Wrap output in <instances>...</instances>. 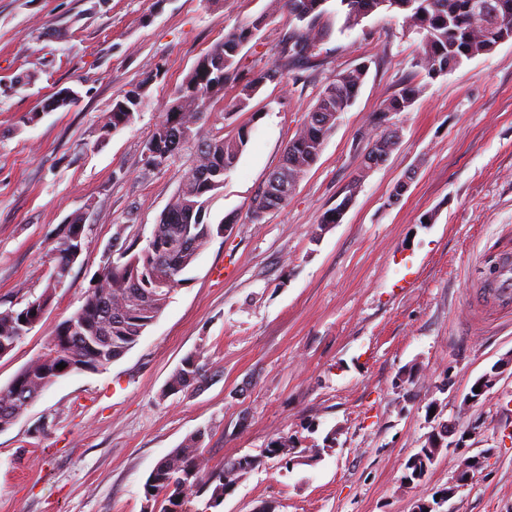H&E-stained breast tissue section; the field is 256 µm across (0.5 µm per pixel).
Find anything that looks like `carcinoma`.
Wrapping results in <instances>:
<instances>
[{"instance_id":"carcinoma-1","label":"carcinoma","mask_w":512,"mask_h":512,"mask_svg":"<svg viewBox=\"0 0 512 512\" xmlns=\"http://www.w3.org/2000/svg\"><path fill=\"white\" fill-rule=\"evenodd\" d=\"M329 0H270L268 9L288 11L302 22L285 40L281 56L309 59L329 35L321 19ZM500 20L475 11L470 0H336V14L343 27L352 29L376 12L394 11L404 16L409 29L423 35L422 50L415 66L430 78L448 73L463 59L493 50L499 40H512V0H498ZM265 21L261 15L244 27L224 34L188 73L177 88L166 112L150 139L165 165L185 159L179 169V185L160 215L149 238L151 246L138 248L136 241L124 242L118 256L107 258L81 307L53 331L45 351L26 365L5 387H0V429L12 424L58 378L96 370L113 362L135 346L161 314L172 293L184 285L187 272L214 234L231 217L218 225L204 221L211 193L224 185V176L234 170L249 141L250 129L238 128L232 138L208 123L203 107L224 99V88H237L231 108H246L268 82L283 83L286 69L273 62L257 71L239 72L237 57ZM366 70L357 67L336 74L321 90L308 120L289 139L283 159L272 176L306 174L317 161L328 134L336 126V114L347 110L356 99ZM416 89L407 86L390 98L375 119L370 138L389 140L396 131L387 126L388 116L408 110L415 102ZM143 93L125 92L116 97L102 137L126 127L142 104ZM290 194L267 197L260 193L251 210L264 215L288 203ZM83 217L73 216L54 241L50 252L59 277H67L71 254L82 248ZM60 281L48 279L41 304L0 311V357L8 354L28 331V324L41 318L52 291ZM65 368L59 370L57 365ZM203 353L186 357L170 376L164 395L184 392L205 378ZM205 432L197 430L157 464L144 489L150 512H185V497L210 492L209 506L224 501L239 475L253 469L258 460L243 457L218 472L211 470L202 451Z\"/></svg>"}]
</instances>
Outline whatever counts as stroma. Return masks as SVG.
Masks as SVG:
<instances>
[{"label": "stroma", "instance_id": "35a3bbf8", "mask_svg": "<svg viewBox=\"0 0 512 512\" xmlns=\"http://www.w3.org/2000/svg\"><path fill=\"white\" fill-rule=\"evenodd\" d=\"M268 4L0 0V310L41 296L51 243L73 214L84 224L82 252L40 322L0 357L1 387L82 305L118 247L117 225L150 237L179 180L176 167H147L145 144L199 58L261 15L240 68L280 60L297 22ZM329 24L309 63L288 64V84H266L231 114L233 85L210 104L225 137L251 129L209 203L208 222L231 214L235 224L214 235L134 347L59 378L0 430V512H145L149 475L199 429L213 469L259 460L215 512H413L448 488L453 512H512V312L480 290L486 266L512 254V41L432 79L415 67L421 37L401 18ZM362 65L356 100L288 204L253 223V199L325 83ZM149 71L146 105L101 140L114 98ZM408 84L414 104L391 117L398 147L363 172L376 114ZM65 88L77 102L49 109ZM28 112L39 115L30 125ZM342 202L340 223L320 225ZM199 351L206 380L162 397ZM494 369L496 384L471 400ZM444 422L446 447L406 482L408 460ZM280 436L294 443L292 465L266 453ZM464 456L483 464L459 485Z\"/></svg>", "mask_w": 512, "mask_h": 512}]
</instances>
